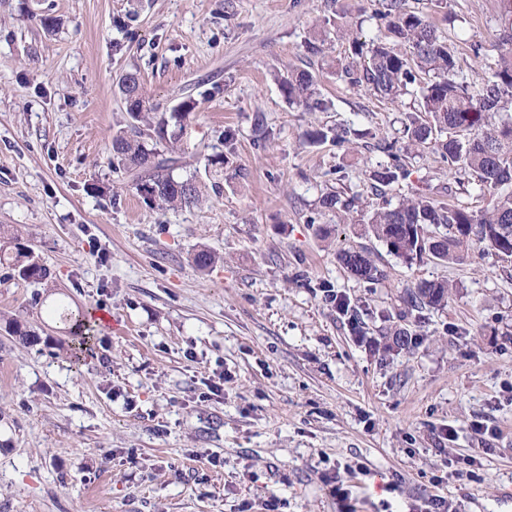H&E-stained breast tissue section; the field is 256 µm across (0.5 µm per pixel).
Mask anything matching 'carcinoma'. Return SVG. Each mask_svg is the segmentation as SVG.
I'll return each instance as SVG.
<instances>
[{
	"label": "carcinoma",
	"instance_id": "1",
	"mask_svg": "<svg viewBox=\"0 0 512 512\" xmlns=\"http://www.w3.org/2000/svg\"><path fill=\"white\" fill-rule=\"evenodd\" d=\"M407 0H381L380 19L387 34L369 41L358 38L359 22L336 25L340 37L349 41L351 56L330 61L336 78L355 90L364 88L381 101L397 102L414 96L403 122L402 140L422 153L436 154L448 168L464 176L490 198L480 210L441 202L426 193H416L394 205L386 199L387 188L407 177L397 142L381 141L377 149L387 160L370 171L372 189L382 205L363 216L361 231L385 242L391 253L406 262L425 261L463 264L479 245L501 261L512 263V0H495L499 21L495 67L466 74L445 36L428 18L406 7ZM288 102L306 110L325 111L316 78L295 70L280 81ZM127 105L126 126L112 138V166L134 167L144 173L137 190L153 203L172 208L197 205L203 200L195 177L173 175L176 158L157 151L165 142L170 152L180 149L185 122L196 101L179 103L169 115L155 112L146 98L137 73L120 81ZM314 144L330 141L350 149L349 130L342 127L315 129L307 133ZM320 207L350 213L361 206L356 194L334 191L321 196ZM13 251L0 250V264L18 277L34 283L48 278V271L21 238L12 237ZM344 269L358 281L376 283L383 271L364 250H344L338 255ZM449 285L426 280L404 297L411 309H438L448 305ZM96 322L90 313L75 318L70 347L74 363L90 349ZM385 349L406 350L415 338L406 329L390 332Z\"/></svg>",
	"mask_w": 512,
	"mask_h": 512
}]
</instances>
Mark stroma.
Here are the masks:
<instances>
[{
  "instance_id": "stroma-1",
  "label": "stroma",
  "mask_w": 512,
  "mask_h": 512,
  "mask_svg": "<svg viewBox=\"0 0 512 512\" xmlns=\"http://www.w3.org/2000/svg\"><path fill=\"white\" fill-rule=\"evenodd\" d=\"M408 5L449 33L464 71L493 64L494 0ZM339 6L377 34L378 0H0V230L49 271L34 284L0 265V311L36 334L0 322V512H422L439 497L512 512V264L478 249L411 265L319 206L342 190L377 207L374 146L399 138L410 106L337 81L336 33L324 57L306 52ZM296 68L330 110L286 102L274 75ZM128 72L158 111L197 101L177 156L201 204L148 203L136 172L113 170ZM331 126L366 136L352 153L307 143ZM226 148L217 193L206 158ZM406 163L390 200L451 190L487 205L437 155ZM351 248L384 280L353 279L336 259ZM199 249L219 263L199 270ZM436 279L447 307L402 314L405 292ZM59 301L112 318L79 367ZM396 324L417 342L385 351Z\"/></svg>"
}]
</instances>
